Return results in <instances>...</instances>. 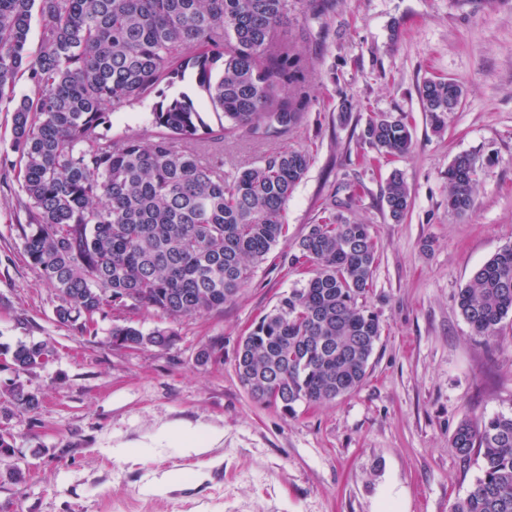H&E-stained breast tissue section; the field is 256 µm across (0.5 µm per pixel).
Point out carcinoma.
<instances>
[{"instance_id":"1","label":"carcinoma","mask_w":512,"mask_h":512,"mask_svg":"<svg viewBox=\"0 0 512 512\" xmlns=\"http://www.w3.org/2000/svg\"><path fill=\"white\" fill-rule=\"evenodd\" d=\"M328 0H0V112L11 113L16 157L4 159L26 196L16 231L28 262L55 292L59 324L81 332L107 308H155L173 319L232 302L285 232V205L306 174L301 148L272 152L230 175L195 146L246 130L272 137L298 125L306 92L301 60L279 39L288 15L314 18ZM42 21L29 48L34 16ZM191 78L209 113L186 91ZM25 83L27 92L16 87ZM440 131L463 89L447 78L418 88ZM152 101L149 139L111 133L114 112ZM362 138L378 156L413 148L406 116L374 112ZM477 162L449 164L448 212L474 206ZM388 216L403 220L411 194L402 173L386 179ZM381 248L370 225L331 206L286 259L309 274L242 338L241 385L258 404L295 412L355 392L381 336L364 299ZM458 307L476 336H492L512 313V244L474 271ZM176 332L115 324L108 343L167 348ZM42 342L0 346L21 369L42 363ZM39 394L21 380L0 418L33 412ZM451 447L481 459V475L453 512H512V416L455 430Z\"/></svg>"}]
</instances>
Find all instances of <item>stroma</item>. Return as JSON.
I'll use <instances>...</instances> for the list:
<instances>
[{"instance_id": "stroma-1", "label": "stroma", "mask_w": 512, "mask_h": 512, "mask_svg": "<svg viewBox=\"0 0 512 512\" xmlns=\"http://www.w3.org/2000/svg\"><path fill=\"white\" fill-rule=\"evenodd\" d=\"M281 36L310 65L303 122L278 137L240 131L197 149L228 174L275 150L310 156L284 236L224 308L176 320L153 308L112 310L93 336L58 324L59 301L15 231L26 198L0 183V343L55 346L31 379L40 408L4 423L28 477L0 482V512H451L479 476L480 458L458 454L451 438L461 422L512 414V318L494 336L474 335L457 294L512 243V0H334L318 19L291 12ZM435 77L464 91L439 133L417 92ZM346 100L354 109L343 124ZM372 112L409 116V155L373 162L361 140ZM461 154L480 169L474 208L458 217L446 172ZM395 168L412 192L398 224L382 195ZM335 200L381 243L366 303L382 334L357 391L290 415L243 389L238 344L301 279L285 256ZM125 322L170 327L178 339L167 349L107 345L108 329ZM214 338L220 350L198 363ZM172 429L212 439L210 451L181 455ZM116 448L129 456L113 457ZM170 470L183 481L150 492Z\"/></svg>"}]
</instances>
